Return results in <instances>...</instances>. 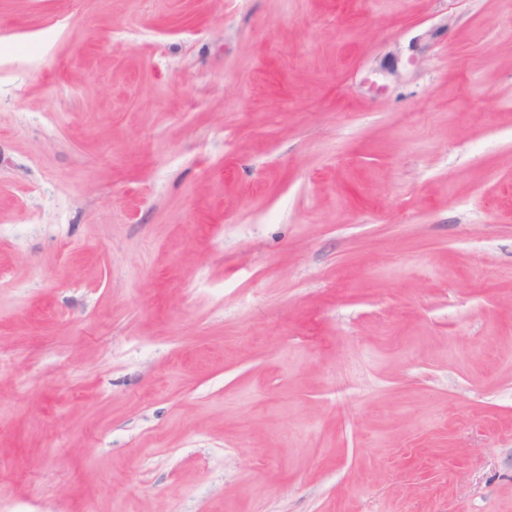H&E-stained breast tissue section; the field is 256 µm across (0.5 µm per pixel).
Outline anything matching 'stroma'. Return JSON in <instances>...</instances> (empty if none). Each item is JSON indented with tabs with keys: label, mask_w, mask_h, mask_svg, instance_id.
Listing matches in <instances>:
<instances>
[{
	"label": "stroma",
	"mask_w": 512,
	"mask_h": 512,
	"mask_svg": "<svg viewBox=\"0 0 512 512\" xmlns=\"http://www.w3.org/2000/svg\"><path fill=\"white\" fill-rule=\"evenodd\" d=\"M0 512H512V0H0Z\"/></svg>",
	"instance_id": "1"
}]
</instances>
